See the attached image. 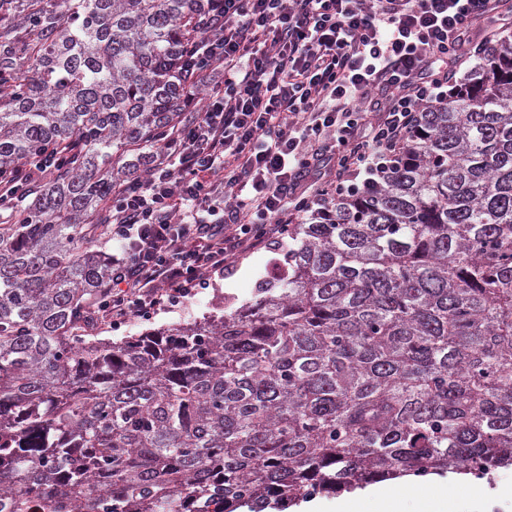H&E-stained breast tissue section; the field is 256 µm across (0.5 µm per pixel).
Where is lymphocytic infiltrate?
<instances>
[{"mask_svg": "<svg viewBox=\"0 0 512 512\" xmlns=\"http://www.w3.org/2000/svg\"><path fill=\"white\" fill-rule=\"evenodd\" d=\"M490 20L511 27L512 0H215L183 69L218 81L97 218L120 248L105 314L118 323L179 304L373 183L421 107L447 101Z\"/></svg>", "mask_w": 512, "mask_h": 512, "instance_id": "f902f5d3", "label": "lymphocytic infiltrate"}]
</instances>
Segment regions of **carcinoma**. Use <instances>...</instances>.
<instances>
[{
  "mask_svg": "<svg viewBox=\"0 0 512 512\" xmlns=\"http://www.w3.org/2000/svg\"><path fill=\"white\" fill-rule=\"evenodd\" d=\"M210 4L0 0V512H285L512 467L507 36L391 173L288 225L253 301L97 336L93 218L191 106Z\"/></svg>",
  "mask_w": 512,
  "mask_h": 512,
  "instance_id": "carcinoma-1",
  "label": "carcinoma"
}]
</instances>
